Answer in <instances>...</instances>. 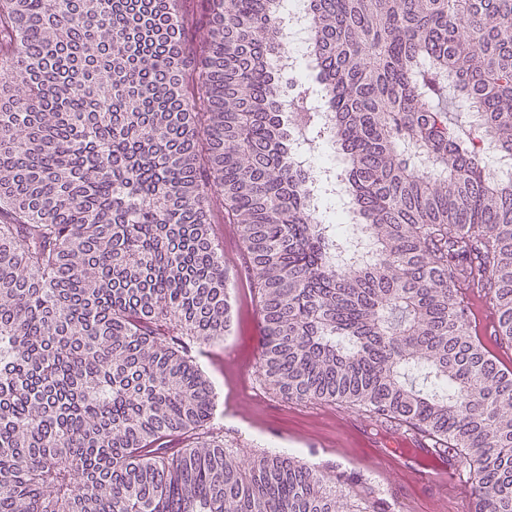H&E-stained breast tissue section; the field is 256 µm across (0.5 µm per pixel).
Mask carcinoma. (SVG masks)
<instances>
[{
  "instance_id": "cac0c4a2",
  "label": "carcinoma",
  "mask_w": 512,
  "mask_h": 512,
  "mask_svg": "<svg viewBox=\"0 0 512 512\" xmlns=\"http://www.w3.org/2000/svg\"><path fill=\"white\" fill-rule=\"evenodd\" d=\"M316 64L275 71V0H0V512H338L354 474L207 440L192 344L228 330L220 204L260 370L425 433L512 512V0H308ZM360 246L313 210L322 113ZM457 299L472 312V329L476 337L486 344L491 343L496 323L490 310L489 299L479 295L476 290L461 291Z\"/></svg>"
}]
</instances>
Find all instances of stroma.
<instances>
[{"label": "stroma", "mask_w": 512, "mask_h": 512, "mask_svg": "<svg viewBox=\"0 0 512 512\" xmlns=\"http://www.w3.org/2000/svg\"><path fill=\"white\" fill-rule=\"evenodd\" d=\"M232 304L239 322L222 342L192 349L196 363L209 377L216 395H223L226 380L251 370L260 398H238L235 412L216 405L213 427L224 445L238 455L242 466L265 452L287 449L289 454L315 464L360 472L368 490L380 492L391 512H454L440 492L420 486L416 471L375 470L372 456L394 434V426L375 421L362 408L337 401L317 407L289 399L265 382L256 357L257 292L250 281L234 280Z\"/></svg>", "instance_id": "1"}]
</instances>
